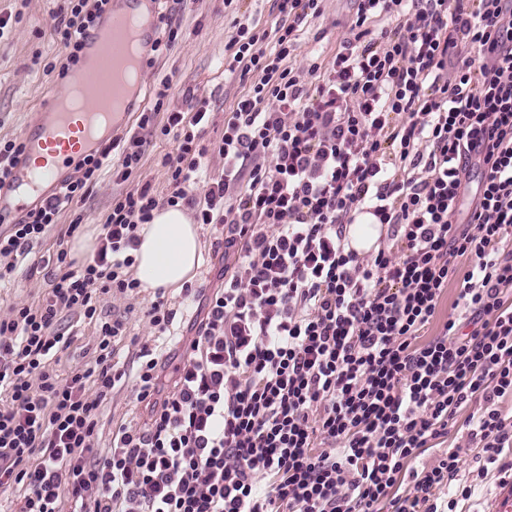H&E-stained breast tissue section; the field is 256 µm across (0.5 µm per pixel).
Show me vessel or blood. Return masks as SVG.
<instances>
[{
  "label": "vessel or blood",
  "mask_w": 512,
  "mask_h": 512,
  "mask_svg": "<svg viewBox=\"0 0 512 512\" xmlns=\"http://www.w3.org/2000/svg\"><path fill=\"white\" fill-rule=\"evenodd\" d=\"M143 0H113L112 10L83 40V54L90 62L79 74L84 105L74 109L68 94L52 95L25 133V150L14 164L9 191L0 190V221L41 205L52 196L61 173L71 161L99 153L102 127L118 131L126 127L137 105L141 88L117 76L126 60L127 46L148 49L159 36L154 17L135 29L127 21Z\"/></svg>",
  "instance_id": "obj_1"
}]
</instances>
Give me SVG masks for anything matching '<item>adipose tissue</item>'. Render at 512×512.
Listing matches in <instances>:
<instances>
[{
	"mask_svg": "<svg viewBox=\"0 0 512 512\" xmlns=\"http://www.w3.org/2000/svg\"><path fill=\"white\" fill-rule=\"evenodd\" d=\"M138 234L140 244L132 255L145 290L175 292L193 279L201 263L199 231L182 207L155 210Z\"/></svg>",
	"mask_w": 512,
	"mask_h": 512,
	"instance_id": "obj_1",
	"label": "adipose tissue"
}]
</instances>
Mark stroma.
Here are the masks:
<instances>
[{"label":"stroma","mask_w":512,"mask_h":512,"mask_svg":"<svg viewBox=\"0 0 512 512\" xmlns=\"http://www.w3.org/2000/svg\"><path fill=\"white\" fill-rule=\"evenodd\" d=\"M64 0H0V17L11 22L0 36V140L22 139L33 114L61 85L47 75L43 66L56 60L63 50L53 39V28L60 19ZM351 0H326L321 18L311 25V37L302 45L304 54L329 61L340 43L351 32L347 20L352 12ZM271 0H186L173 15L183 37L163 55L155 57L145 70V99H152L154 87L164 79L174 85L172 104L185 108L183 92L193 89L195 94L208 97L210 116L205 138L220 140L224 134V114L234 97L242 91L238 77L224 74V46L229 40L235 19L242 15L258 21L260 28L273 29ZM173 143L160 140L151 146L136 176L121 188L134 190L142 184H151L158 197H165L168 181L161 164L164 154L171 152ZM112 182L111 168H104L91 195L82 203L62 213L59 224L47 237L34 244L30 254L20 261L11 285L0 288V314L16 303H35L42 299L53 271L51 262L59 248H73L76 238L99 236L104 216L112 203V194L120 188ZM79 227H72V220ZM201 264L192 280L196 290L192 294H168L167 300L176 312L173 325L166 336L155 337L145 316L154 299L148 291L130 296H104L102 313L121 317L127 323V336L119 344L117 365L129 364L141 346H149L159 360L163 385H170L177 366L186 355L190 340L195 336L205 312L208 296L222 284L224 267L222 242L224 228L219 224L199 227ZM64 331L76 334L75 343L61 356L60 368L67 371L82 365L92 353L93 325L79 316L65 313L61 316ZM99 427L95 446L105 449L112 445V435L121 426H136L147 419V410L136 398L133 379H126L100 406ZM449 445L459 448L462 457L461 474L476 483L475 494L459 500L454 512H494L499 505L502 490L501 473L495 467L480 469L472 452L466 446L465 428L455 422L448 432Z\"/></svg>","instance_id":"stroma-1"}]
</instances>
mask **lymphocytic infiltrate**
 I'll return each mask as SVG.
<instances>
[{
    "instance_id": "1",
    "label": "lymphocytic infiltrate",
    "mask_w": 512,
    "mask_h": 512,
    "mask_svg": "<svg viewBox=\"0 0 512 512\" xmlns=\"http://www.w3.org/2000/svg\"><path fill=\"white\" fill-rule=\"evenodd\" d=\"M323 2L272 0L270 31L235 22L224 70L246 89L220 141L204 142L208 99L171 108L162 80L133 130L0 227L2 284L104 166L121 183L153 140L175 144L166 200L147 184L114 195L92 259L77 268L58 250L42 301L0 317V492L14 512H379L385 500L452 512L443 491L473 493L457 450L411 463L463 411L476 460L512 474V0H354V36L328 63L301 55ZM109 7L69 0L53 30L66 56L48 74L67 77ZM211 151L224 170L205 176ZM163 204L223 225L224 285L173 391L139 351L149 419L102 451L99 407L124 376L112 358L127 326L99 306L140 288L131 251ZM365 215L384 233L368 255L347 240ZM454 280V312L422 340ZM65 312L97 333L93 359L63 376Z\"/></svg>"
}]
</instances>
